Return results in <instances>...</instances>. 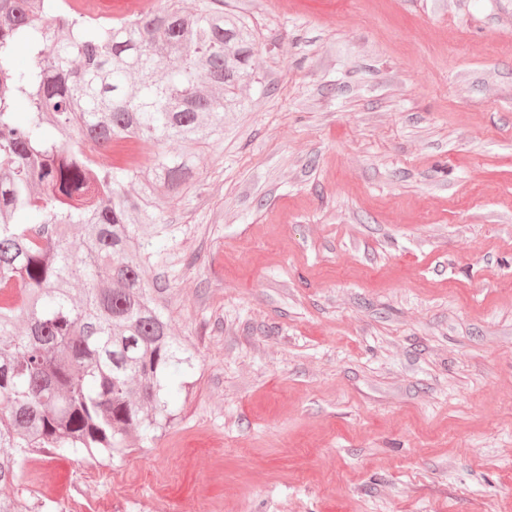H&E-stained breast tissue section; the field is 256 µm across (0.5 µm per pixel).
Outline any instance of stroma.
<instances>
[{
    "instance_id": "1",
    "label": "stroma",
    "mask_w": 512,
    "mask_h": 512,
    "mask_svg": "<svg viewBox=\"0 0 512 512\" xmlns=\"http://www.w3.org/2000/svg\"><path fill=\"white\" fill-rule=\"evenodd\" d=\"M256 83L161 202L191 374L30 512H512V0H226Z\"/></svg>"
}]
</instances>
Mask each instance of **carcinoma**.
Wrapping results in <instances>:
<instances>
[{
	"mask_svg": "<svg viewBox=\"0 0 512 512\" xmlns=\"http://www.w3.org/2000/svg\"><path fill=\"white\" fill-rule=\"evenodd\" d=\"M255 45L224 0L110 20L90 0H0V512H29L27 457L119 454L174 420L167 378L195 357L148 243L173 237L160 199L224 135ZM120 141L142 160L90 159Z\"/></svg>",
	"mask_w": 512,
	"mask_h": 512,
	"instance_id": "obj_1",
	"label": "carcinoma"
}]
</instances>
